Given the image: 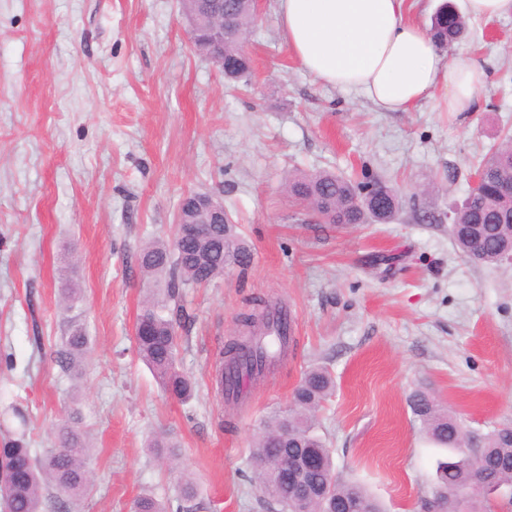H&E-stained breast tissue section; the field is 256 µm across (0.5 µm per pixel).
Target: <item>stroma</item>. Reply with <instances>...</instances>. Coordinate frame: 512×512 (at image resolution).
Instances as JSON below:
<instances>
[{"mask_svg":"<svg viewBox=\"0 0 512 512\" xmlns=\"http://www.w3.org/2000/svg\"><path fill=\"white\" fill-rule=\"evenodd\" d=\"M466 24L457 46L488 72L479 111H444L438 90L383 112L300 66L277 0H259L237 82L194 48L181 0H0V403L27 416L0 413V435L39 451L79 409L93 480L72 512L172 499L184 475L194 512H269L249 482L254 435L317 366L335 382L316 421L336 470L384 512H418L444 455L412 414L415 390L477 435L512 424V266L471 262L449 234L512 134V16ZM318 170L387 181L403 205L386 224L323 223L285 188ZM209 191L252 258L184 292L182 403L135 352L149 293L137 257L171 240L184 195ZM65 288L80 291L69 312ZM265 304L297 317L287 353L243 396L218 394L216 352ZM71 316L89 337L77 379L56 357ZM160 432L179 446L168 464L149 446Z\"/></svg>","mask_w":512,"mask_h":512,"instance_id":"1","label":"stroma"}]
</instances>
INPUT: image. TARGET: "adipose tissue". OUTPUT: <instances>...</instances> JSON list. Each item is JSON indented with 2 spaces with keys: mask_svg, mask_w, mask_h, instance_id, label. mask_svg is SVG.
Instances as JSON below:
<instances>
[{
  "mask_svg": "<svg viewBox=\"0 0 512 512\" xmlns=\"http://www.w3.org/2000/svg\"><path fill=\"white\" fill-rule=\"evenodd\" d=\"M417 0H278L290 53L319 81L363 92L380 111L409 112L438 87L446 109L475 112L486 71L445 56L412 19Z\"/></svg>",
  "mask_w": 512,
  "mask_h": 512,
  "instance_id": "1",
  "label": "adipose tissue"
}]
</instances>
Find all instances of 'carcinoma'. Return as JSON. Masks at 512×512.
I'll return each instance as SVG.
<instances>
[{
	"instance_id": "1",
	"label": "carcinoma",
	"mask_w": 512,
	"mask_h": 512,
	"mask_svg": "<svg viewBox=\"0 0 512 512\" xmlns=\"http://www.w3.org/2000/svg\"><path fill=\"white\" fill-rule=\"evenodd\" d=\"M226 37L224 50L244 52L249 35L257 25L253 6L247 0H223ZM465 30L463 17L453 7H441L432 18L431 31L436 43L451 46ZM481 183L470 191L461 210L468 223L452 224L449 231L458 251L477 264L502 265L508 262L512 247V196L501 195L504 183L512 182V137L492 152L480 166ZM378 181L356 183L329 171H315L288 179L293 198L336 216L340 225L386 223L402 205V197L391 185L389 203L378 210L367 202L364 190ZM207 226V233L188 241L173 237L169 243L153 241L139 251L143 277L165 283L164 299L147 296L141 304L134 343L138 356L159 380L172 399L186 400L192 394L190 379L176 369L178 336L175 326L184 312L183 292L209 284L224 276L230 265H244L250 257L247 243L229 225ZM89 339L82 324L70 322L68 335L58 350L63 370L74 367L86 356ZM230 357H224V354ZM267 354L260 344L246 350L235 345L219 351L216 385L224 391V381L240 374L259 375L266 367ZM334 389L328 369L307 371L296 387L291 406L272 412L261 423L251 450L250 465L259 496L285 512L292 491L279 483L284 460L294 455L318 459L321 469L315 478L321 487L316 512H336L346 503L363 506L364 512H381L378 503L358 483L336 476L331 450L317 434L314 415ZM411 409L432 442L448 450V457L437 462V478L432 492L444 497L446 512H460L467 506L476 510V487L481 482L512 485V426L505 425L480 439L472 455L459 448L469 442L468 432L457 419L441 412L427 393L417 392L410 399ZM89 447L78 426L77 412L69 413L59 427L54 447L37 453L28 446L25 434L0 441V499L5 512H69L68 504L85 492L90 482ZM54 490L57 497L47 495ZM195 498L193 482L185 478L179 486L177 505L143 496L133 503V512H186V503Z\"/></svg>"
}]
</instances>
